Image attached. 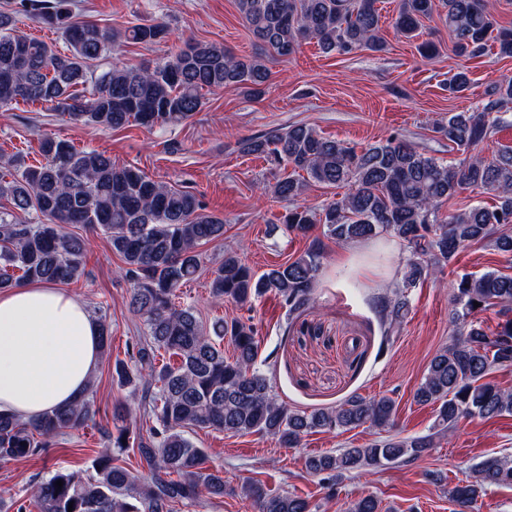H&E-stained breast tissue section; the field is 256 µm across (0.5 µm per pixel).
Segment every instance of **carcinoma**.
Here are the masks:
<instances>
[{"label":"carcinoma","mask_w":512,"mask_h":512,"mask_svg":"<svg viewBox=\"0 0 512 512\" xmlns=\"http://www.w3.org/2000/svg\"><path fill=\"white\" fill-rule=\"evenodd\" d=\"M378 0H237V7L262 53L243 60L222 45L182 40L162 63L113 65L98 71L91 63L123 41L153 44L169 37L162 23H141L120 32L108 25L73 20L72 0H27L34 20L62 31L70 49L14 34V19L0 13V109L19 102L40 103L75 124L119 129L178 125L200 110L202 91L227 86L259 95L269 81L266 49L290 57L302 42L314 40L326 52H379ZM442 10L460 53L475 56L494 40L498 53L512 56V28L497 22L490 0H400L394 28L406 37L421 19ZM470 83L468 69L456 70L448 90ZM512 100V79L496 86L477 112H450L436 132L463 155L446 163L412 145L388 139L362 150L330 140L306 125L272 130L241 142L244 153L263 156L282 169L269 186L271 196L292 206L282 216L290 234L309 236L294 260L262 274L253 272L231 249L212 271L210 293L248 312L268 293L280 299L293 324L310 306L325 257L324 240L354 244L390 234L407 243L400 284L390 298L371 299L381 325L401 324L408 313L407 291L443 271L458 252L482 241L512 256V235L496 233L512 224V148L490 160L476 154L504 122L501 109ZM40 150L45 163L28 166L16 157L0 172V291L23 282L67 284L82 272L86 242L66 231L79 224L102 232L112 253L133 281L129 305L143 318L142 335L114 364L113 375L132 388V400L113 408L112 420L139 413V426L117 434L93 460L94 475L83 479L57 468L35 487L36 512H173L203 495L224 496V476L206 465L203 449L186 428L230 435L258 433L297 448L313 432L350 430L365 424L386 433L361 448H344L307 461L310 471L327 474L328 496L336 479L363 469L414 461L471 417L512 414V390L489 381L496 370L512 369V275L498 270L464 274L452 282L456 338L430 360L414 398L437 405L432 432L414 438L392 434L395 400L353 393L344 401L312 412L280 402L271 378L258 363V331L253 317L222 324L210 336L190 306L175 304L176 291L201 270L199 246L224 240V219L204 212L198 196L155 181L141 170L118 165L96 150H78L47 137ZM344 185L339 199L311 206L299 202L310 183ZM465 189L495 197L492 205L473 204L448 215L442 207ZM479 307H474V303ZM499 308L502 322L486 332L478 316ZM229 338L232 356L216 340ZM178 357L177 365L157 366L159 351ZM97 414L92 396L23 422L0 413V463L37 455L49 440L84 427ZM138 454L146 472L119 464V455ZM63 486H56V481ZM512 485V460L482 461L472 480L450 496L457 512H472L480 492ZM241 493L258 512H312L310 503L288 493L268 494L246 483ZM349 512H382L374 496L357 500Z\"/></svg>","instance_id":"carcinoma-1"}]
</instances>
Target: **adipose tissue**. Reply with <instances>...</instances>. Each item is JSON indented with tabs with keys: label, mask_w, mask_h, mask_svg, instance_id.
I'll return each instance as SVG.
<instances>
[{
	"label": "adipose tissue",
	"mask_w": 512,
	"mask_h": 512,
	"mask_svg": "<svg viewBox=\"0 0 512 512\" xmlns=\"http://www.w3.org/2000/svg\"><path fill=\"white\" fill-rule=\"evenodd\" d=\"M87 304L49 283L0 293V413L23 420L73 403L99 363Z\"/></svg>",
	"instance_id": "adipose-tissue-1"
}]
</instances>
